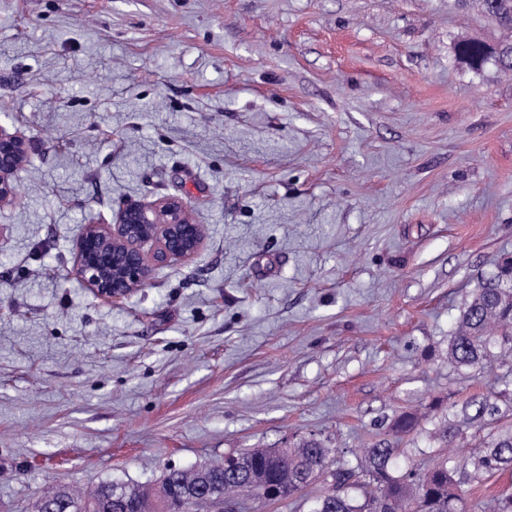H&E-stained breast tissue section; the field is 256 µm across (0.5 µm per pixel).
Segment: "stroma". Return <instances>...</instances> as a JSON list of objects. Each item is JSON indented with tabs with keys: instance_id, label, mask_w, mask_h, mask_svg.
I'll return each mask as SVG.
<instances>
[{
	"instance_id": "35a3bbf8",
	"label": "stroma",
	"mask_w": 512,
	"mask_h": 512,
	"mask_svg": "<svg viewBox=\"0 0 512 512\" xmlns=\"http://www.w3.org/2000/svg\"><path fill=\"white\" fill-rule=\"evenodd\" d=\"M498 37L457 0H0V126L31 143L0 209V512L304 437L420 467L484 442L462 407L512 373L448 338L512 256V74L454 47ZM161 195L202 251L102 302L77 235ZM460 492L483 512L512 472Z\"/></svg>"
}]
</instances>
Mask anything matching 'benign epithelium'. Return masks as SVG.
<instances>
[{"label":"benign epithelium","instance_id":"1","mask_svg":"<svg viewBox=\"0 0 512 512\" xmlns=\"http://www.w3.org/2000/svg\"><path fill=\"white\" fill-rule=\"evenodd\" d=\"M28 154L22 136L0 127V207L16 201L18 175ZM149 242L154 245L151 252L144 250ZM204 243V225L181 198L133 202L120 209L115 223L82 228L73 271L96 297L116 303L146 287L156 267L192 261Z\"/></svg>","mask_w":512,"mask_h":512}]
</instances>
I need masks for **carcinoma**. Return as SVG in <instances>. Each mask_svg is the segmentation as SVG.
Returning <instances> with one entry per match:
<instances>
[{
	"instance_id": "carcinoma-1",
	"label": "carcinoma",
	"mask_w": 512,
	"mask_h": 512,
	"mask_svg": "<svg viewBox=\"0 0 512 512\" xmlns=\"http://www.w3.org/2000/svg\"><path fill=\"white\" fill-rule=\"evenodd\" d=\"M472 2L501 31L493 44L463 39L456 45L460 62L475 70L493 63L500 71H512V0H460ZM512 336V258L498 265L494 275L479 282L462 309L448 339V360L459 367L478 369L490 356L496 336ZM492 392L464 406L466 419L484 428L500 415ZM419 424L413 412L398 415L391 428L410 433ZM317 439H304L290 448H260L227 455L221 461L195 467L171 469L155 486H129L102 481L84 490L60 486L40 495L34 512H165L162 494L204 490L214 498L211 507L230 512L254 476L253 498L262 504L285 500L301 492L315 478L323 479L325 493L307 500V512H462L459 494L464 482L512 471V431L490 433L482 446L467 452L461 464L443 460L427 469H393L397 449L380 443L365 451L356 465L331 456ZM236 458L242 479L228 476V459Z\"/></svg>"
}]
</instances>
